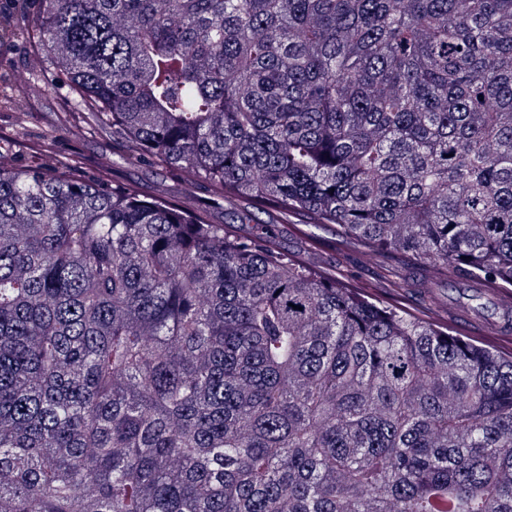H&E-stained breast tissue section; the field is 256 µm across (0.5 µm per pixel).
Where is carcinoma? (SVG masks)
<instances>
[{"label":"carcinoma","instance_id":"carcinoma-1","mask_svg":"<svg viewBox=\"0 0 512 512\" xmlns=\"http://www.w3.org/2000/svg\"><path fill=\"white\" fill-rule=\"evenodd\" d=\"M146 194L0 147V512H512V356L281 251L335 224L512 313V0H9ZM119 166L117 173L123 180L139 186L146 192L164 190L172 194H181L184 191V185L177 181L176 175L168 168L145 163Z\"/></svg>","mask_w":512,"mask_h":512}]
</instances>
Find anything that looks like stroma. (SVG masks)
<instances>
[{"label":"stroma","instance_id":"stroma-1","mask_svg":"<svg viewBox=\"0 0 512 512\" xmlns=\"http://www.w3.org/2000/svg\"><path fill=\"white\" fill-rule=\"evenodd\" d=\"M0 73L26 112L24 125H17L12 115L0 112V138L11 140L17 134L33 138L42 131L57 128L61 109L69 104L71 93L56 82L52 72L34 64V50L26 41L14 43L7 57L0 59ZM57 154L65 158L72 150H80L91 163L112 162L117 158L118 145L110 134L72 121L65 129H58ZM118 175L125 181L147 192L164 190L173 194L183 192L184 186L168 168L141 163L120 165ZM262 222L272 224L281 247L300 259L311 263L323 275L335 278L349 287L360 289L369 297L388 305L403 308L425 321L440 320L449 325L469 327L470 339L491 343L492 338L480 331L481 322L452 308L450 300L456 297L458 283L440 285L433 296L421 295L405 287V280L413 269L405 256H398L380 266L365 259L363 250L355 244H339V233L332 224H306L301 216L281 217L271 212L262 213Z\"/></svg>","mask_w":512,"mask_h":512}]
</instances>
